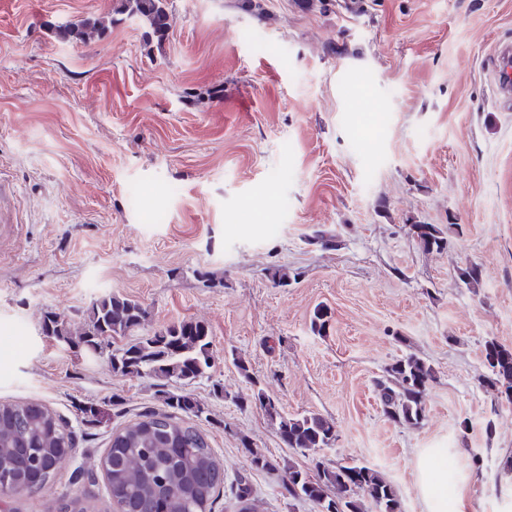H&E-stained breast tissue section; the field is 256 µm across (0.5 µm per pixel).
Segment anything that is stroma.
<instances>
[{"label": "stroma", "instance_id": "obj_1", "mask_svg": "<svg viewBox=\"0 0 512 512\" xmlns=\"http://www.w3.org/2000/svg\"><path fill=\"white\" fill-rule=\"evenodd\" d=\"M118 6L0 0V185L14 216L0 223V400L41 401L76 434L73 460L6 512L74 498L117 512L99 462L112 431L162 410L163 382L40 328L50 310L82 327L112 292L148 309L145 332L190 319L211 331L212 377L184 390L224 463L213 512H236L240 474L252 512H314L249 467L242 434L273 462L311 460L250 404L236 355L285 413L332 419L326 458L379 470L403 512H425L426 455L448 470V512H512V403L483 354L489 339L512 347V102L491 76L512 0H168L161 41ZM108 13L103 38L51 32ZM418 223L442 228L447 248L423 251ZM320 305L324 336L310 329ZM410 353L435 372L416 427L385 417L376 386ZM78 467L94 481L71 484Z\"/></svg>", "mask_w": 512, "mask_h": 512}]
</instances>
